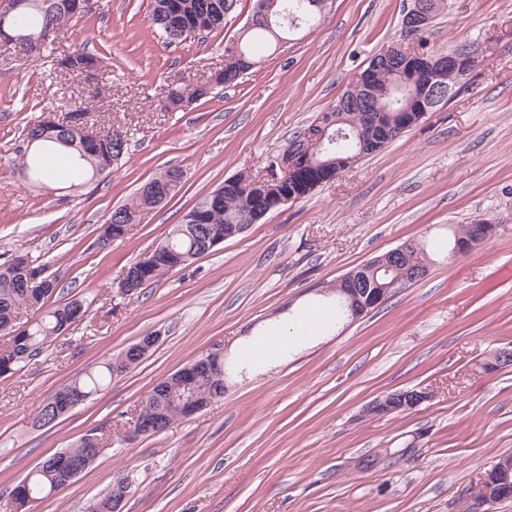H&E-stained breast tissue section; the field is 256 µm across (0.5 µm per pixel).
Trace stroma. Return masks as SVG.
Masks as SVG:
<instances>
[{
	"label": "stroma",
	"mask_w": 512,
	"mask_h": 512,
	"mask_svg": "<svg viewBox=\"0 0 512 512\" xmlns=\"http://www.w3.org/2000/svg\"><path fill=\"white\" fill-rule=\"evenodd\" d=\"M409 3L334 0L321 26L177 112L162 108L173 81L223 67L253 0H238L206 41L177 46L155 33L150 0H91L43 59L0 51V263L29 252L61 299L89 305L0 377V512L32 468L94 428L111 433L105 450L34 512H85L121 475L132 482L124 512H512V500L477 497L495 460L512 453V364L482 367L512 347V0H447L429 47L467 43L480 63L404 137L140 293L118 288L201 199L261 172L379 49L402 43ZM81 48L101 59L92 79L54 69L59 53ZM65 102L126 131L129 150L111 174L42 188L14 169L15 149L30 122ZM170 167L184 172L170 197L98 247L112 209ZM479 220L494 224L491 238L447 261L450 228ZM408 240L425 244L426 276L360 320L338 314L324 288ZM290 326L286 346H264ZM152 332L159 342L137 367L34 426L40 401ZM216 349L223 396L126 439L143 394ZM417 387L430 397L413 409L363 412Z\"/></svg>",
	"instance_id": "35a3bbf8"
}]
</instances>
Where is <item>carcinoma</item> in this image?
Returning a JSON list of instances; mask_svg holds the SVG:
<instances>
[{"mask_svg":"<svg viewBox=\"0 0 512 512\" xmlns=\"http://www.w3.org/2000/svg\"><path fill=\"white\" fill-rule=\"evenodd\" d=\"M20 5L8 18L6 26L15 33L27 37L24 49L38 57L42 49L52 44L58 31L65 25L84 16L71 10L69 0H19ZM267 8L252 15L238 37L236 45L224 48V67L219 69L215 84L225 87L235 86L244 76L245 63H260V54L288 40L296 29L292 21L313 26L322 17V0H264ZM237 0H152L151 23L155 31L166 43L181 44L189 39L208 34L224 27V19L232 12ZM466 57L453 49L448 52V66L436 69L435 83L454 87L460 80V68L456 62H464ZM97 58L85 51H72L56 59V67L69 74L79 76L83 71L96 68ZM369 73L370 97L353 106L338 108L333 106L323 113L336 123L330 128L328 138L321 143L313 142L300 132L288 146L299 154V166L288 175L281 177V183L266 187L254 185L246 191L240 184L250 178L241 173L228 180L224 186L212 192L194 206L183 222L175 225L168 235L153 248V262L144 273H133L127 268L120 283L132 277L130 287L137 286L147 275L150 284L174 270V262L181 257L185 262L207 254L202 248L204 238L214 234L222 235L235 224H253L268 212L279 208L280 197L294 195L301 199L314 188L330 181L343 160L364 150L369 154L383 149V144L370 146L366 139L369 132L380 129L397 131L401 137L415 127L412 113L405 111L409 99L416 93L410 87L403 92L396 90L397 77L391 67L367 66ZM210 90L202 88L194 81L178 79V84L166 98L163 108L167 112L178 111L188 104L208 96ZM90 122L86 109L70 110L61 120L45 124L36 120L26 130L24 144L17 150L16 165L25 176L37 183L48 180V169L53 159L59 155L70 157L76 164L75 174L92 178L110 171L112 165L128 149L114 143L113 137L127 136V133L112 129L103 135H83L74 129L77 123ZM342 129L348 138L331 141L330 137ZM178 168H168L147 182L135 196L126 203L114 208L102 224L103 233L98 237L102 246L120 239L119 230L129 229L140 222L144 213L154 209L159 202L153 200L151 191L160 187ZM485 221L461 224L452 229L447 244V257H453L457 245L474 240ZM370 263H364L348 272L358 278L353 284V294L364 295L366 289L376 288L401 274L396 270L390 273L381 270L375 274L367 272ZM44 268L34 265L28 254L20 251L10 260L0 264V332L9 336L0 344V376L9 377L21 368L26 361L42 353L45 345L54 336L69 329L76 318H84L88 308L80 298L45 306L53 296L58 281L43 275ZM37 274V282L30 283L29 276ZM31 308L38 312L32 321L23 328L17 326L21 309ZM126 357L121 352L112 361L99 369L88 371L65 384L50 397L43 400L35 412V423L40 427L50 425L66 416L69 399L73 396L83 402L100 391L106 381L115 377L113 366ZM203 396L210 400L224 394V389L211 380L208 369L198 366L184 368L154 386L142 399V413H153L164 420L162 428H167L174 420L183 417V412L174 404L173 396L184 392ZM104 447L103 434L88 431L76 446L67 448L39 463L21 482L14 487L9 498L14 512H30L32 502L41 495H49L68 487L75 477L61 464L63 457L72 459L85 457L87 449H94L88 456L93 461Z\"/></svg>","mask_w":512,"mask_h":512,"instance_id":"cac0c4a2","label":"carcinoma"}]
</instances>
